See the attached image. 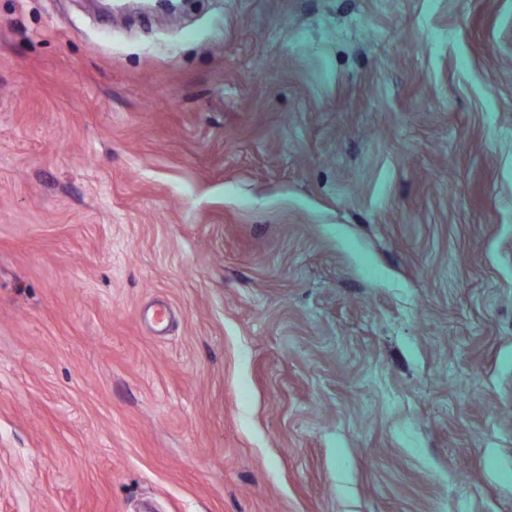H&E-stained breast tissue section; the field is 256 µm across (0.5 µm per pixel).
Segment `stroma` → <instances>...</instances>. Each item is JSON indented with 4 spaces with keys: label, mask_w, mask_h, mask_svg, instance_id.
<instances>
[{
    "label": "stroma",
    "mask_w": 512,
    "mask_h": 512,
    "mask_svg": "<svg viewBox=\"0 0 512 512\" xmlns=\"http://www.w3.org/2000/svg\"><path fill=\"white\" fill-rule=\"evenodd\" d=\"M0 512H512V0H0Z\"/></svg>",
    "instance_id": "35a3bbf8"
}]
</instances>
